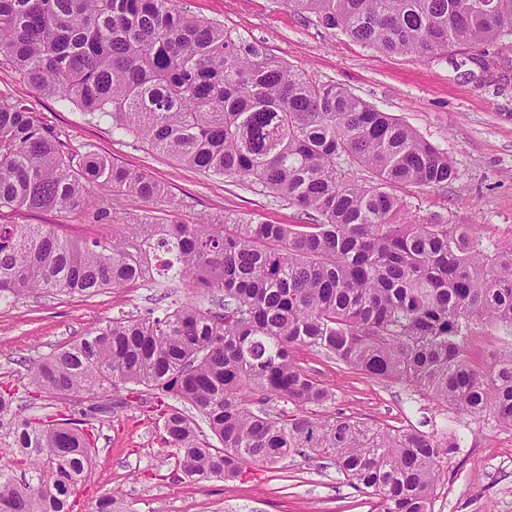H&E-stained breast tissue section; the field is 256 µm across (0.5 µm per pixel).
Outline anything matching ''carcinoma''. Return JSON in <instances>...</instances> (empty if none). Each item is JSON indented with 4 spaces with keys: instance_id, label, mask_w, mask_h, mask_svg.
Masks as SVG:
<instances>
[{
    "instance_id": "cac0c4a2",
    "label": "carcinoma",
    "mask_w": 512,
    "mask_h": 512,
    "mask_svg": "<svg viewBox=\"0 0 512 512\" xmlns=\"http://www.w3.org/2000/svg\"><path fill=\"white\" fill-rule=\"evenodd\" d=\"M286 0L327 29L387 55L431 59L452 49L492 74L509 59L512 0ZM0 58L38 92L207 175L237 178L300 210L301 224L226 213L186 223L128 224L82 241L50 224H0V296L93 294L157 275L199 295L162 317L123 315L27 369L51 401L89 411L117 384L194 407L160 415L176 470L236 478L298 456L323 459L376 512H431L441 463L459 448L423 430L316 416L330 391L292 358L296 346L372 378L405 383L438 406L512 427V343L480 368L482 331L512 334V245L488 251L439 217L409 220L395 193L457 177L448 153L336 84L317 83L262 44L235 37L176 0H0ZM371 173L360 182L354 170ZM97 188L162 202L164 186L56 130L0 93V214L55 211L87 224L111 214ZM256 397L249 403L247 396ZM294 410H274L271 402ZM17 481L0 469V512H72L92 466L90 433L69 418L14 423ZM92 512H123L116 492Z\"/></svg>"
}]
</instances>
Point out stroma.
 Here are the masks:
<instances>
[{"mask_svg": "<svg viewBox=\"0 0 512 512\" xmlns=\"http://www.w3.org/2000/svg\"><path fill=\"white\" fill-rule=\"evenodd\" d=\"M194 15L223 23L233 36L263 43L273 55L321 83L346 88L447 151L458 176L440 189L397 188L410 215H437L474 227L483 243L512 244V70L489 79L467 53L423 60L378 53L314 16L289 9L285 0H179ZM0 90L21 100L45 125L74 147L92 146L114 163L145 172L175 197L181 217L217 218L240 213L275 224L298 223L295 208L245 186L213 177L160 154L148 144L112 131L74 107H62L0 65ZM112 209L108 224H84L53 212L24 209L0 215L10 224H52L59 234L108 238L123 225L163 220V205L135 203L118 192L96 191ZM185 287L145 284L91 295L41 292L0 299V392L15 396L26 415L77 418L78 403L33 398L24 375L30 363L79 340L90 328L122 315H162L169 300H194ZM295 361L331 393L324 410L380 426L405 427L430 417V432L460 449L444 467L433 512H512V428L492 417L480 422L437 408L401 382L380 381L306 347ZM111 412L87 417L96 455L92 473L73 496V512H90L96 500L120 490L128 512H372L371 498L320 460L287 459L278 468H245L228 481L178 478L164 447L158 419L163 396L142 386L120 385L104 394Z\"/></svg>", "mask_w": 512, "mask_h": 512, "instance_id": "35a3bbf8", "label": "stroma"}]
</instances>
